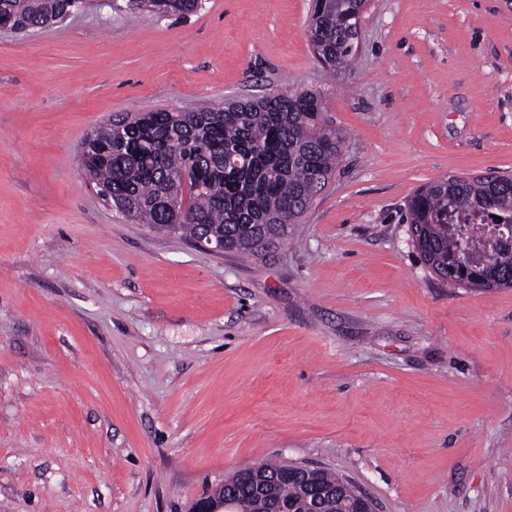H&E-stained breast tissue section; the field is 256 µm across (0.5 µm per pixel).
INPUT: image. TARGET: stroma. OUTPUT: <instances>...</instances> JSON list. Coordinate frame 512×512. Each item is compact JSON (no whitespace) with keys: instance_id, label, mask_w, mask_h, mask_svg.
Returning <instances> with one entry per match:
<instances>
[{"instance_id":"obj_1","label":"stroma","mask_w":512,"mask_h":512,"mask_svg":"<svg viewBox=\"0 0 512 512\" xmlns=\"http://www.w3.org/2000/svg\"><path fill=\"white\" fill-rule=\"evenodd\" d=\"M311 0L0 29V512H188L263 459L378 512H512V288L448 287L406 206L512 171V0H371L350 69ZM320 89L345 136L288 242L210 253L78 169L125 112Z\"/></svg>"}]
</instances>
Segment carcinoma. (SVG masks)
<instances>
[{"label": "carcinoma", "mask_w": 512, "mask_h": 512, "mask_svg": "<svg viewBox=\"0 0 512 512\" xmlns=\"http://www.w3.org/2000/svg\"><path fill=\"white\" fill-rule=\"evenodd\" d=\"M69 0H0V18L42 26ZM202 0H140L137 8L185 18ZM362 0H315L308 39L320 63L332 72L356 53L350 35L363 21ZM94 135L112 142V152H79L97 194L138 224L193 242L224 237V248L259 255L288 239L313 198L336 169L344 137L325 115V93L303 89L245 101L204 103L181 110L122 115ZM416 250L450 286L489 291L512 288V252H495L481 263L458 262L463 241L450 231L465 213L512 228V176L489 174L448 178L419 188L409 204ZM321 483L336 487L323 512H341L353 499L345 478L319 471ZM237 512H252L253 495L233 485Z\"/></svg>", "instance_id": "1"}]
</instances>
